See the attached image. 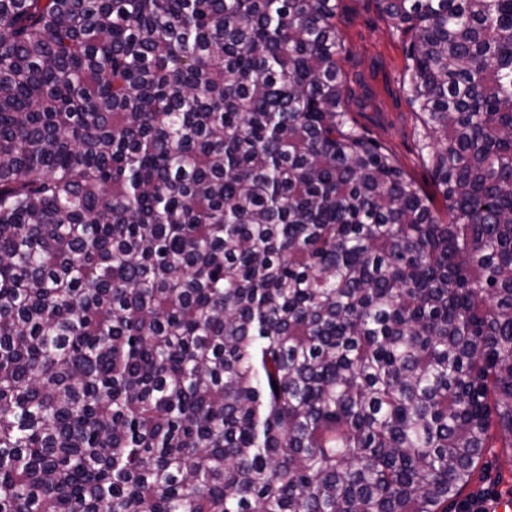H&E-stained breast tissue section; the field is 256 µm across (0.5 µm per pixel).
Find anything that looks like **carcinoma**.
<instances>
[{
    "label": "carcinoma",
    "instance_id": "cac0c4a2",
    "mask_svg": "<svg viewBox=\"0 0 512 512\" xmlns=\"http://www.w3.org/2000/svg\"><path fill=\"white\" fill-rule=\"evenodd\" d=\"M0 0V512H448L512 449V0ZM336 24L349 54L345 69L353 80L356 94L362 92L355 74H362L369 86L372 102L355 116L374 137L397 155L411 177L425 190L433 188V178L416 147L421 127L407 101L408 75L404 45L408 36L381 17L367 0H344Z\"/></svg>",
    "mask_w": 512,
    "mask_h": 512
}]
</instances>
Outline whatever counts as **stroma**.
Here are the masks:
<instances>
[{"mask_svg":"<svg viewBox=\"0 0 512 512\" xmlns=\"http://www.w3.org/2000/svg\"><path fill=\"white\" fill-rule=\"evenodd\" d=\"M336 24L349 51L344 67L350 74L364 76L372 97L370 106L358 113V121L393 150L415 181L432 190L431 171L416 147L421 128L405 91L406 35L381 17L370 0H343ZM485 461L481 477L475 478L463 497L491 494L488 508L498 512L512 502V450L493 449Z\"/></svg>","mask_w":512,"mask_h":512,"instance_id":"stroma-1","label":"stroma"}]
</instances>
